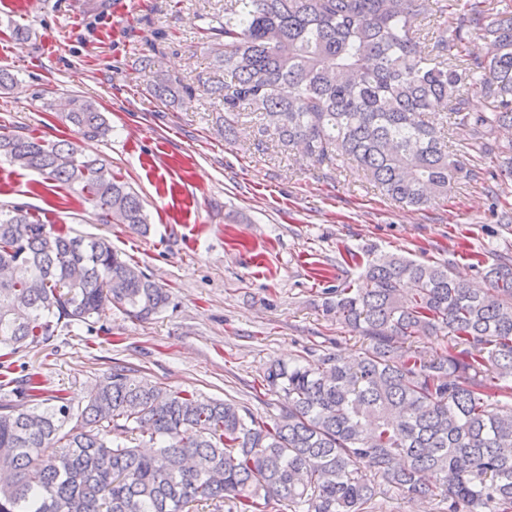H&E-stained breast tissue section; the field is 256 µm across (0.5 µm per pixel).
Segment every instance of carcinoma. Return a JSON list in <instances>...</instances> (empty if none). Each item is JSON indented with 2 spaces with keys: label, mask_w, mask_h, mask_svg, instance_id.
Listing matches in <instances>:
<instances>
[{
  "label": "carcinoma",
  "mask_w": 512,
  "mask_h": 512,
  "mask_svg": "<svg viewBox=\"0 0 512 512\" xmlns=\"http://www.w3.org/2000/svg\"><path fill=\"white\" fill-rule=\"evenodd\" d=\"M490 11L467 0H224L209 27L224 83L211 90L224 124L248 115L283 151L360 167L387 197L420 209L477 177L468 157L506 158L512 176V0ZM424 24L412 27L411 18ZM474 32L487 52L473 55ZM432 44L428 54L420 39ZM292 92L281 94L283 86ZM185 89L152 84L162 102ZM487 109L474 112L469 92ZM450 115V133L428 120ZM63 120L108 132L94 104ZM0 158L76 188L103 223L146 229L138 193L111 163L71 142L0 134ZM0 350L15 355L55 331L91 325L108 306L146 320L167 303L103 237L72 236L21 208H0ZM485 288L448 264L394 255L366 260L361 284L336 288L326 314L369 339L358 356L272 363L267 386L286 404L259 422L231 400L205 399L117 367L75 412L42 397L32 373L0 382V512H364L386 487L448 500V512H512V404L486 378L512 380V264ZM413 285L404 292V284ZM448 337L425 357L412 338ZM140 432L148 447L128 445Z\"/></svg>",
  "instance_id": "carcinoma-1"
}]
</instances>
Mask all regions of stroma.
I'll return each instance as SVG.
<instances>
[{"label":"stroma","mask_w":512,"mask_h":512,"mask_svg":"<svg viewBox=\"0 0 512 512\" xmlns=\"http://www.w3.org/2000/svg\"><path fill=\"white\" fill-rule=\"evenodd\" d=\"M224 0H0V133L66 139L106 158L139 193L149 229L102 223L72 189L0 159V207L27 210L71 235L102 236L166 289L147 320L106 309L95 325L57 330L14 355L10 377L35 374L44 396L74 409L120 364L152 383L232 399L257 420L284 399L266 391L274 361L353 356L368 341L326 315V289L358 281L359 258L399 254L451 262L456 279L482 285L485 266L512 259V177L483 161L481 179L416 210L394 203L347 163L278 153L251 119L224 132L210 96L208 24ZM31 31L15 39L10 24ZM148 56L152 71L138 61ZM159 74L189 92L156 100ZM92 99L111 126L87 139L62 120L65 103Z\"/></svg>","instance_id":"1"}]
</instances>
